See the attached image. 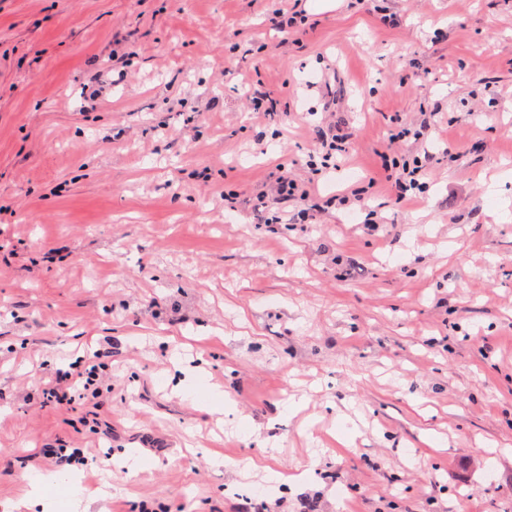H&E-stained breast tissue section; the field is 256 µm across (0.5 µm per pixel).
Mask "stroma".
Listing matches in <instances>:
<instances>
[{"instance_id": "stroma-1", "label": "stroma", "mask_w": 512, "mask_h": 512, "mask_svg": "<svg viewBox=\"0 0 512 512\" xmlns=\"http://www.w3.org/2000/svg\"><path fill=\"white\" fill-rule=\"evenodd\" d=\"M322 2L285 36L273 0H0V512L62 444L101 458L90 512H512V0ZM329 122L349 155L309 169ZM424 150L418 200L374 181ZM282 163L360 204L260 223ZM88 348L101 408L43 405ZM176 354L234 410L167 384Z\"/></svg>"}]
</instances>
